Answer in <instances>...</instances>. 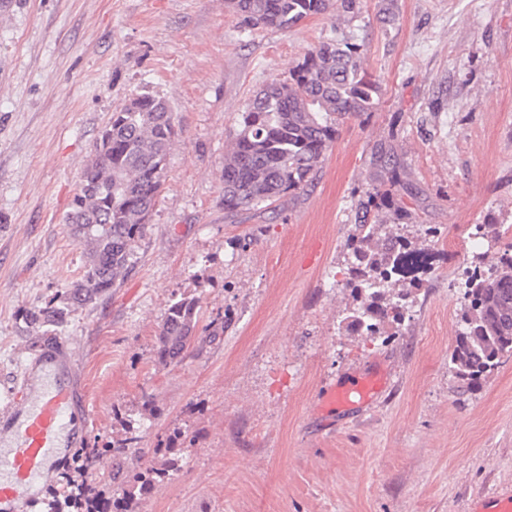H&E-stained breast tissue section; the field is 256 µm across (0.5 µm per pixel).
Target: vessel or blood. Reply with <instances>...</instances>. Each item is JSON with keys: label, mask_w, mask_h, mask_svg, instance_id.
Instances as JSON below:
<instances>
[{"label": "vessel or blood", "mask_w": 512, "mask_h": 512, "mask_svg": "<svg viewBox=\"0 0 512 512\" xmlns=\"http://www.w3.org/2000/svg\"><path fill=\"white\" fill-rule=\"evenodd\" d=\"M40 376L24 377L0 413V434H8L0 448V512H23L42 478L48 461L61 443L83 446L89 424L76 420L85 403L74 383L75 354L50 348L37 358ZM385 372H368L356 380L330 388L326 406L351 410L369 403L385 388ZM471 512H512V491H497L471 502Z\"/></svg>", "instance_id": "1"}]
</instances>
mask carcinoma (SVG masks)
Wrapping results in <instances>:
<instances>
[{
    "instance_id": "obj_1",
    "label": "carcinoma",
    "mask_w": 512,
    "mask_h": 512,
    "mask_svg": "<svg viewBox=\"0 0 512 512\" xmlns=\"http://www.w3.org/2000/svg\"><path fill=\"white\" fill-rule=\"evenodd\" d=\"M225 2L248 25L282 30L333 10L342 17L360 11V0ZM379 101L380 86L364 68L360 45L344 38L314 46L290 79L274 80L257 91L241 113L224 152V216L256 212L286 195L300 194L332 150L340 123L370 114ZM175 139L172 112L159 97L136 93L112 113L83 167L66 216L87 255L84 275L61 298L28 312L26 323L55 335L74 309L97 304L123 281L164 185ZM370 166L368 189L347 237L350 267L342 287L350 290L353 304L344 321L348 332L387 344L396 333L386 327L404 319L412 289L422 285L420 279L407 285L397 278L401 252L415 251L419 244L382 231L385 218L378 215L385 208L403 219V201L396 192L405 188L406 171L395 147L378 144ZM458 285L467 304L450 363L468 390L503 356H512V243L494 254L489 267H464ZM198 323L197 300L182 298L169 305L157 336L160 364L183 360ZM126 442L121 448L88 449V465L108 452L139 461L140 449L132 447L136 438ZM177 462L169 458L161 468L135 474L116 463L104 482L118 493L120 512H136L141 496Z\"/></svg>"
}]
</instances>
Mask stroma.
Segmentation results:
<instances>
[{
    "label": "stroma",
    "mask_w": 512,
    "mask_h": 512,
    "mask_svg": "<svg viewBox=\"0 0 512 512\" xmlns=\"http://www.w3.org/2000/svg\"><path fill=\"white\" fill-rule=\"evenodd\" d=\"M361 0L281 30L225 0H0V408L48 338L25 326L79 279L65 222L113 111L136 93L169 104L167 178L134 268L58 338L91 417L88 442L138 437L142 467L172 439L180 468L139 512H465L512 486V358L459 394L450 354L458 269L491 248L475 225H512V0ZM352 37L381 86L369 117L340 125L313 183L258 214L224 216V149L250 95L288 78L320 41ZM390 140L408 178L406 228L441 235L402 334L349 335L340 288L371 152ZM193 298L208 335L156 361L171 302ZM383 368L371 403L328 410L330 385ZM154 399L146 409L145 396Z\"/></svg>",
    "instance_id": "obj_1"
}]
</instances>
